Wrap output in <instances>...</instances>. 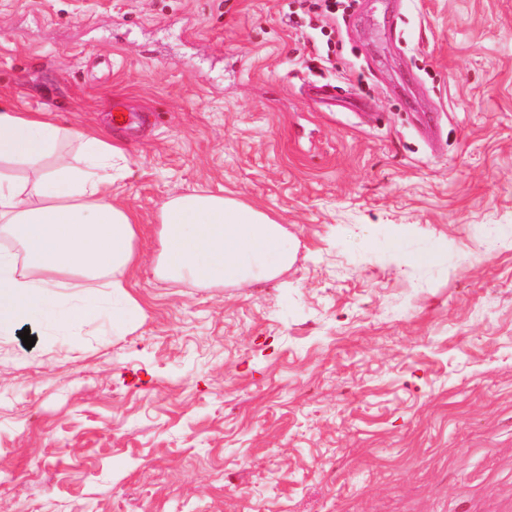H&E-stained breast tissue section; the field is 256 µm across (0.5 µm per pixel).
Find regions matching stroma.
<instances>
[{
  "label": "stroma",
  "instance_id": "1",
  "mask_svg": "<svg viewBox=\"0 0 512 512\" xmlns=\"http://www.w3.org/2000/svg\"><path fill=\"white\" fill-rule=\"evenodd\" d=\"M293 8L0 0V101L124 152L146 313L30 366L0 342V512H512V0H359L327 67ZM199 187L283 224L288 268L160 279Z\"/></svg>",
  "mask_w": 512,
  "mask_h": 512
}]
</instances>
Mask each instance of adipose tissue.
I'll use <instances>...</instances> for the list:
<instances>
[{
    "mask_svg": "<svg viewBox=\"0 0 512 512\" xmlns=\"http://www.w3.org/2000/svg\"><path fill=\"white\" fill-rule=\"evenodd\" d=\"M81 142L76 168L64 143ZM93 132L0 103V236L20 254L0 251V339L17 326L85 324L112 297V326L126 329L145 311L129 293L141 264L134 212L112 197L111 159L120 155ZM26 167L15 179L10 170ZM158 276L190 287L275 277L291 260L283 225L236 199L192 191L167 200L158 216Z\"/></svg>",
    "mask_w": 512,
    "mask_h": 512,
    "instance_id": "obj_1",
    "label": "adipose tissue"
}]
</instances>
